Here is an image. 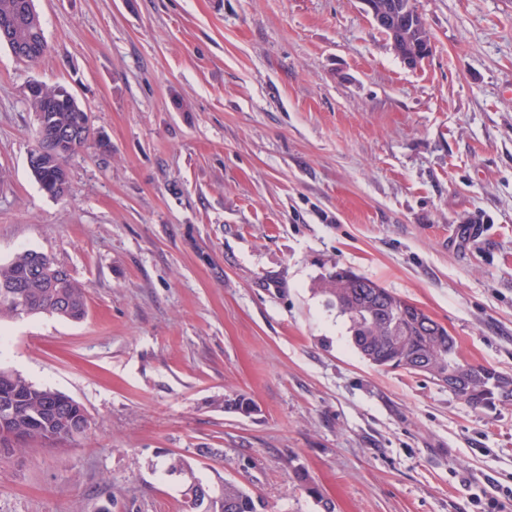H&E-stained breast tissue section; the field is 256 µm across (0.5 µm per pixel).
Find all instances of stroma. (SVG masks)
Wrapping results in <instances>:
<instances>
[{
  "instance_id": "35a3bbf8",
  "label": "stroma",
  "mask_w": 512,
  "mask_h": 512,
  "mask_svg": "<svg viewBox=\"0 0 512 512\" xmlns=\"http://www.w3.org/2000/svg\"><path fill=\"white\" fill-rule=\"evenodd\" d=\"M34 5L46 56L0 45V263L51 255L87 314L1 320L0 366L90 428L1 457L0 512H185L228 479L264 512H322L306 481L335 512H512V400L370 364L318 290L351 269L512 378V0H416L413 68L361 0ZM34 81L112 144L63 199L27 165Z\"/></svg>"
}]
</instances>
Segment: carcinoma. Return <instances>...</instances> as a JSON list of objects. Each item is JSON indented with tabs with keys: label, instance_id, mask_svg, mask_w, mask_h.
<instances>
[{
	"label": "carcinoma",
	"instance_id": "carcinoma-1",
	"mask_svg": "<svg viewBox=\"0 0 512 512\" xmlns=\"http://www.w3.org/2000/svg\"><path fill=\"white\" fill-rule=\"evenodd\" d=\"M25 37L36 45V50L26 58L28 63L38 62L47 52L48 46L41 26L32 21L23 29ZM56 87L43 86L44 96L29 98L35 114H40L46 102H53L50 113L52 125L56 128L72 126L77 119L81 105L59 99ZM32 176L41 189L53 198H63L69 192V178H59L49 168H37ZM328 295V304L347 317L348 330L353 346H358L359 337L368 336L376 348L373 364L388 366L395 358H409L398 352L389 340L390 336H412L415 352L425 351L437 365L457 366L464 370L466 401L474 408L486 406L483 395L485 378L496 370L466 360L460 353L456 339L446 333L442 336L427 335V328L418 316L406 313L401 317L393 310L401 297L372 282L370 288H360L353 282L331 274L322 286ZM86 290L70 271L52 256L30 249L17 253L7 263H0V318L35 316L48 314L71 321H80L86 315ZM60 395L51 388L36 386L21 374L0 366V400L9 399L15 404L13 429L27 438V442L44 444L55 437L77 438L71 433V409L60 404V414L48 416L44 409L48 400ZM224 503L234 504V512H259L260 501L242 484L224 481L222 490Z\"/></svg>",
	"mask_w": 512,
	"mask_h": 512
}]
</instances>
